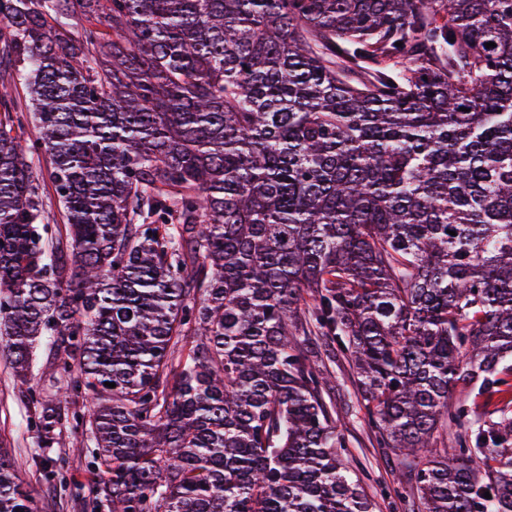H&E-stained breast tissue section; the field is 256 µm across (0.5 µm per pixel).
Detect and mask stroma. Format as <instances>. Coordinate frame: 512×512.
<instances>
[{
    "label": "stroma",
    "instance_id": "obj_1",
    "mask_svg": "<svg viewBox=\"0 0 512 512\" xmlns=\"http://www.w3.org/2000/svg\"><path fill=\"white\" fill-rule=\"evenodd\" d=\"M336 385L330 397L336 405V420L343 433L350 470L362 480L366 493L376 503L375 512H395L397 493L408 480L397 477V456L377 447L370 438L364 413L356 403L354 371L347 361L329 365ZM65 384L47 344L38 345L28 383L14 377L0 358V443L10 448L18 463V475L30 490L39 512H74L75 498H90L96 475L86 458L71 450L74 433L63 425L52 447H39L33 423L34 408L24 398L33 389L44 401L55 400Z\"/></svg>",
    "mask_w": 512,
    "mask_h": 512
}]
</instances>
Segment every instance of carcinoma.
I'll return each mask as SVG.
<instances>
[{
  "label": "carcinoma",
  "mask_w": 512,
  "mask_h": 512,
  "mask_svg": "<svg viewBox=\"0 0 512 512\" xmlns=\"http://www.w3.org/2000/svg\"><path fill=\"white\" fill-rule=\"evenodd\" d=\"M46 336L37 442L89 432L95 509L374 512L344 359L403 512H512V0H0L20 382ZM0 512H33L2 447ZM326 367L333 376V385H336L330 397L336 404L338 429L348 447L345 448L347 466L361 478L366 493L375 501L377 507L374 512H394L395 504H399L397 491H403V487L409 493L412 484L406 478H397L401 467L397 456L372 443L364 411L357 407L351 364L342 360L336 364L327 363Z\"/></svg>",
  "instance_id": "carcinoma-1"
}]
</instances>
